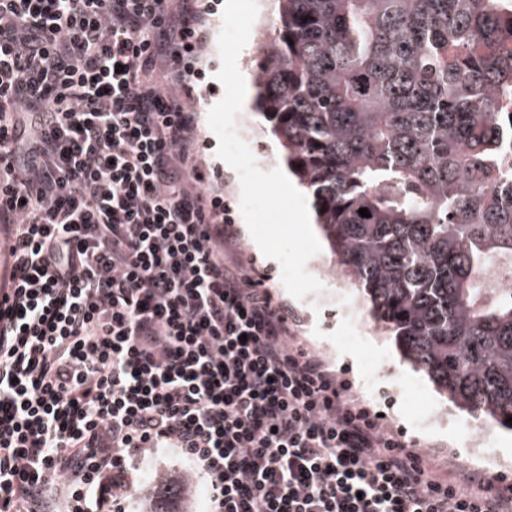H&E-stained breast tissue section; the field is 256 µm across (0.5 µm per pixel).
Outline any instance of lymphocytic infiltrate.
I'll return each instance as SVG.
<instances>
[{"mask_svg":"<svg viewBox=\"0 0 512 512\" xmlns=\"http://www.w3.org/2000/svg\"><path fill=\"white\" fill-rule=\"evenodd\" d=\"M216 9L0 0V512H127L161 448L209 512H512L356 402L230 255L185 105Z\"/></svg>","mask_w":512,"mask_h":512,"instance_id":"lymphocytic-infiltrate-1","label":"lymphocytic infiltrate"}]
</instances>
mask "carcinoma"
Masks as SVG:
<instances>
[{"mask_svg":"<svg viewBox=\"0 0 512 512\" xmlns=\"http://www.w3.org/2000/svg\"><path fill=\"white\" fill-rule=\"evenodd\" d=\"M274 2L256 110L341 272L437 393L512 432V294L484 280L512 268V0Z\"/></svg>","mask_w":512,"mask_h":512,"instance_id":"1","label":"carcinoma"}]
</instances>
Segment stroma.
<instances>
[{
	"instance_id": "35a3bbf8",
	"label": "stroma",
	"mask_w": 512,
	"mask_h": 512,
	"mask_svg": "<svg viewBox=\"0 0 512 512\" xmlns=\"http://www.w3.org/2000/svg\"><path fill=\"white\" fill-rule=\"evenodd\" d=\"M224 95L222 84L213 90H196L187 107L197 115L198 133L206 147L202 162L207 170L220 171L224 193L232 206L240 204L238 173L216 155L218 140L207 123L209 109ZM244 130V141L265 171L282 166L285 158L279 153L271 127L252 107L242 108L235 120ZM237 247L244 258L253 260L259 272L267 276L266 286L274 297L286 305L298 336L321 354L345 381L354 399L382 417L389 429L402 433L409 447L419 449L441 464L447 471H472L498 477L495 469L470 464L471 436L466 417L447 406L428 379L402 364L391 337L380 335L372 321H364L361 333L366 341L350 349L342 344L353 326L336 312L337 298H345L355 306L364 301L345 279L325 281L318 294L304 299L293 298L281 280L280 265H271L256 249L253 237L238 234ZM186 478L192 493V512H207L208 492L204 479L173 448H162L151 455L145 464L132 473L128 496L130 512H137L139 500L164 479Z\"/></svg>"
}]
</instances>
